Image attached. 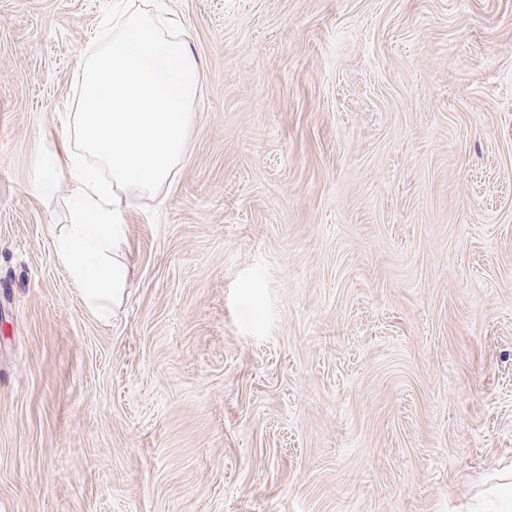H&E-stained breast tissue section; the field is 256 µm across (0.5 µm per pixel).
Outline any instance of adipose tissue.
<instances>
[{
	"label": "adipose tissue",
	"mask_w": 512,
	"mask_h": 512,
	"mask_svg": "<svg viewBox=\"0 0 512 512\" xmlns=\"http://www.w3.org/2000/svg\"><path fill=\"white\" fill-rule=\"evenodd\" d=\"M78 66L83 91L72 133L82 154L109 168L112 181H100L82 154L60 156L71 222L58 249L87 306L101 312L127 286L126 269L108 260L122 230L121 193L169 183L189 138L202 69L187 42L143 11L119 18L93 50L81 53Z\"/></svg>",
	"instance_id": "obj_1"
}]
</instances>
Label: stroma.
Segmentation results:
<instances>
[{"mask_svg":"<svg viewBox=\"0 0 512 512\" xmlns=\"http://www.w3.org/2000/svg\"><path fill=\"white\" fill-rule=\"evenodd\" d=\"M156 2L202 75L103 315L34 186L142 0H0V512H462L512 461V0Z\"/></svg>","mask_w":512,"mask_h":512,"instance_id":"stroma-1","label":"stroma"}]
</instances>
